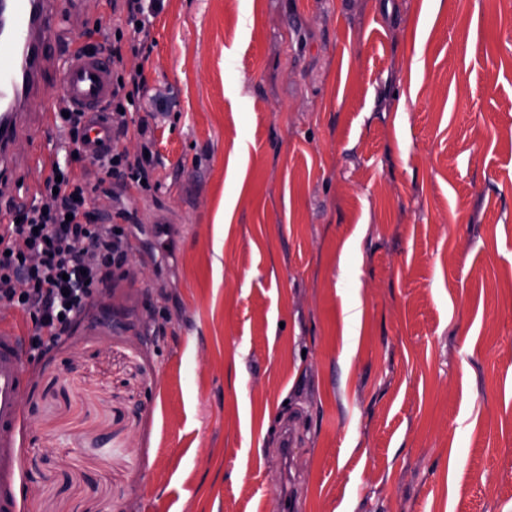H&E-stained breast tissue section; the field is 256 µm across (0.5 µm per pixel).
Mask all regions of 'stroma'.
Instances as JSON below:
<instances>
[{
    "instance_id": "1",
    "label": "stroma",
    "mask_w": 512,
    "mask_h": 512,
    "mask_svg": "<svg viewBox=\"0 0 512 512\" xmlns=\"http://www.w3.org/2000/svg\"><path fill=\"white\" fill-rule=\"evenodd\" d=\"M151 34L161 186L25 367V512H512V0H163Z\"/></svg>"
}]
</instances>
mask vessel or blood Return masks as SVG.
<instances>
[{
	"label": "vessel or blood",
	"mask_w": 512,
	"mask_h": 512,
	"mask_svg": "<svg viewBox=\"0 0 512 512\" xmlns=\"http://www.w3.org/2000/svg\"><path fill=\"white\" fill-rule=\"evenodd\" d=\"M76 13V0H0V173L15 166L12 146L24 133L25 103L45 95L86 112L87 154L112 143L101 111L112 96V62L103 53L85 55L71 46L67 29ZM57 61L61 79L51 91L45 76ZM23 357L13 322L0 317V512H22L15 488L21 479Z\"/></svg>",
	"instance_id": "vessel-or-blood-1"
}]
</instances>
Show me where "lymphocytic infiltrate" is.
Segmentation results:
<instances>
[{"mask_svg": "<svg viewBox=\"0 0 512 512\" xmlns=\"http://www.w3.org/2000/svg\"><path fill=\"white\" fill-rule=\"evenodd\" d=\"M160 9V0H122L120 18L94 28L107 44L113 64L112 97L104 110L111 114L130 109L138 112V119L113 124V148L97 155L95 168L89 171L82 167L86 115L58 102L54 124L67 146L65 156L43 168L38 200L14 210V223L0 228V304L30 319L29 360H40L72 335L95 290L111 282L134 251L127 207H115L106 224L93 206L107 180L142 193L161 186L155 173L164 161L151 122L158 111L167 109L168 101L144 98L143 73L122 66L126 46L149 58L151 26ZM131 135L139 141L134 153L119 145Z\"/></svg>", "mask_w": 512, "mask_h": 512, "instance_id": "obj_1", "label": "lymphocytic infiltrate"}]
</instances>
